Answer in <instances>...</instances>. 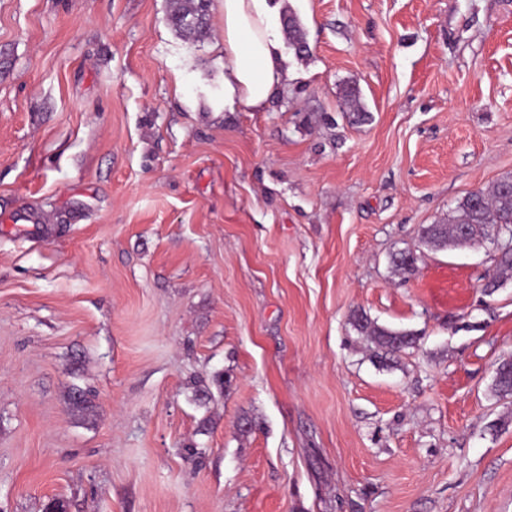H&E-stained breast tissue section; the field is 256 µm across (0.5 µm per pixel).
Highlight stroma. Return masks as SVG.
I'll return each instance as SVG.
<instances>
[{
	"label": "stroma",
	"instance_id": "1",
	"mask_svg": "<svg viewBox=\"0 0 512 512\" xmlns=\"http://www.w3.org/2000/svg\"><path fill=\"white\" fill-rule=\"evenodd\" d=\"M170 2L0 0V512H512V279L418 233L512 175V0H281L263 112ZM285 26V33L288 35V47L292 49L294 55L299 59H304L309 56V45L305 38V34L300 28L296 16L288 12L283 17ZM293 46V47H290ZM341 105L349 122L360 124L370 119V113L366 112L361 103V92L356 85L345 84L341 93ZM352 325L358 333L370 337L375 345L372 358L382 367H388L397 355L414 347L419 340L414 331H396L379 326L363 312L353 315ZM493 395L501 399L512 398V359L500 361L494 371Z\"/></svg>",
	"mask_w": 512,
	"mask_h": 512
}]
</instances>
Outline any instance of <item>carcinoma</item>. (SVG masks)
Returning a JSON list of instances; mask_svg holds the SVG:
<instances>
[{
  "instance_id": "cac0c4a2",
  "label": "carcinoma",
  "mask_w": 512,
  "mask_h": 512,
  "mask_svg": "<svg viewBox=\"0 0 512 512\" xmlns=\"http://www.w3.org/2000/svg\"><path fill=\"white\" fill-rule=\"evenodd\" d=\"M210 0H173L168 14V23L180 36L200 41L209 34ZM288 45L299 59L309 56V45L299 22L293 13L284 15ZM341 105L349 121L360 124L370 119L361 103L360 89L345 84L341 93ZM498 235L501 247L497 250L495 269L484 286L491 295L502 283L512 277V250L507 244L512 240V176H505L489 189L475 194L468 193L448 213V220L440 224H428L421 228L423 244L443 248L448 243L470 244ZM418 256L413 251H398L391 256L396 272L412 275L417 269ZM352 325L363 336H368L375 345L372 358L382 367H387L403 350L412 348L419 340L413 331H396L377 325L367 314L358 312L352 317ZM493 395L498 399L512 398V359L500 361L494 371Z\"/></svg>"
}]
</instances>
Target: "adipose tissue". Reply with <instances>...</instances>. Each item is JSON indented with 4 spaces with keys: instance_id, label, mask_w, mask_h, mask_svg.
I'll use <instances>...</instances> for the list:
<instances>
[{
    "instance_id": "obj_1",
    "label": "adipose tissue",
    "mask_w": 512,
    "mask_h": 512,
    "mask_svg": "<svg viewBox=\"0 0 512 512\" xmlns=\"http://www.w3.org/2000/svg\"><path fill=\"white\" fill-rule=\"evenodd\" d=\"M224 14V108L262 112L288 83L274 0H220Z\"/></svg>"
}]
</instances>
